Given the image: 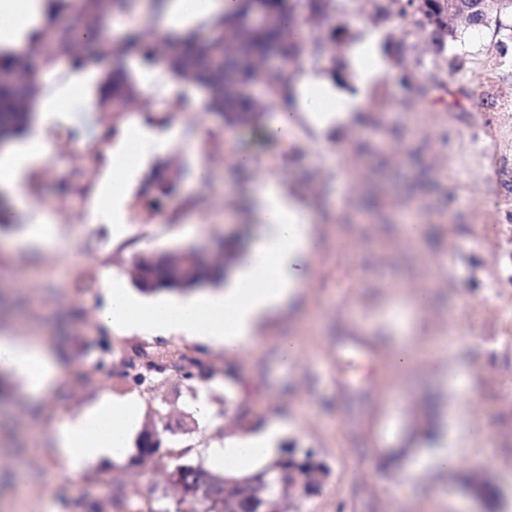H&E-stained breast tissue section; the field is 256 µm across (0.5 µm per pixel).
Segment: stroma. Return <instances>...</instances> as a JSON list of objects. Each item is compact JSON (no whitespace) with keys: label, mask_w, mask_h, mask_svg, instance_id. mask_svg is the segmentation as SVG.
<instances>
[{"label":"stroma","mask_w":512,"mask_h":512,"mask_svg":"<svg viewBox=\"0 0 512 512\" xmlns=\"http://www.w3.org/2000/svg\"><path fill=\"white\" fill-rule=\"evenodd\" d=\"M150 0H128L124 10L101 23L105 34L156 27L161 16ZM477 41L459 24L448 48L458 69H438L423 37L406 35L402 21L375 15L374 0H340L334 25L347 34L336 51L347 54L363 29L376 30L389 60L390 76L367 91L362 109L343 128L319 130L300 120L286 140H264L259 127L228 129L204 112L200 100L181 95L150 99L149 114L179 127L180 147L155 163L180 159L188 170L169 197L155 200L139 173L129 188V233L113 241L106 226L85 220L90 199L68 188L72 178L98 180L106 139L82 141L72 122L46 131L50 153L31 174L27 204L7 199L0 210V328H19L65 350L64 375L46 413L20 400V384L0 375V512H42L45 499L76 512L82 497L105 498L103 477L136 482L142 498L161 499L163 485L151 462H109L71 474L45 469L53 421L71 415L72 404L89 406L102 391L134 395L144 403L140 431L158 430L160 458L203 464L205 448L225 436L287 418L291 431L280 448L297 456L313 452L329 474L311 496L293 498L288 512H453L452 501L470 512H512V54L501 57L490 13ZM415 84L403 86L401 74ZM439 76L443 88L420 97L416 87ZM494 99L497 107L483 103ZM206 136L199 154L187 153L196 128ZM251 155L253 168L240 155ZM275 177L315 219L311 277L303 296L268 328L252 350L235 354L199 343L171 341L187 359L214 375L183 378L158 374L154 391L120 380L76 383L77 366L113 345L135 346L142 337H116L98 321L105 273L128 276L146 251L195 248L232 268L249 246L257 221L250 190L261 177ZM46 216L68 244L62 253L4 249L30 224ZM421 227L417 244L404 228ZM197 235H188L189 227ZM444 281L430 306L410 324L412 340L452 336L457 344L442 364L423 362L407 376L392 370L385 333L407 299L408 284L426 277ZM293 339L295 358L281 354ZM466 368L472 397L450 413L451 453L460 470L422 473L404 486L403 434L426 422L453 397L438 382L440 370ZM206 398L211 427L193 423L170 433V425ZM483 423L486 443L469 437L471 420Z\"/></svg>","instance_id":"stroma-1"}]
</instances>
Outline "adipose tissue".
Listing matches in <instances>:
<instances>
[{"mask_svg":"<svg viewBox=\"0 0 512 512\" xmlns=\"http://www.w3.org/2000/svg\"><path fill=\"white\" fill-rule=\"evenodd\" d=\"M47 8L46 0H0V56L9 57L29 43ZM235 8V0H167L156 35L162 39L186 32L204 18L229 14ZM348 72L351 88L347 91L323 74L303 76L297 84L295 109L280 112L265 127V137H286L300 114L323 129L352 120L364 93L389 75L377 33L365 31L353 43ZM40 83L42 95L34 111L46 125L72 109H89L98 73L88 66H72L61 78L51 67L43 71ZM176 138L172 127H160L139 116L130 118L105 153L88 223L108 225L113 238H123L128 231L125 181L135 176L137 163L173 147ZM48 154L49 143L41 131L0 152V188L20 193L32 169ZM250 199L259 216L254 242L223 287L187 297L152 298L109 274L101 324L117 335L175 337L229 352L255 347L266 325L299 300L309 281L314 228L308 212L284 194L274 179L257 182ZM62 359L59 349L32 337L11 330L0 333V373L24 383L26 402L37 403L51 391L62 375ZM141 406L138 398L103 391L93 405L54 425L51 446L73 474L103 460L124 462L134 446ZM288 429L287 420L274 418L256 431L229 435L223 444L209 448V460L238 473L256 472L275 457ZM433 432L429 450L406 458L405 474L444 473L458 466V457L448 451L447 414H439Z\"/></svg>","mask_w":512,"mask_h":512,"instance_id":"obj_1","label":"adipose tissue"}]
</instances>
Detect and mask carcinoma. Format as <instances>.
I'll use <instances>...</instances> for the list:
<instances>
[{"instance_id": "obj_1", "label": "carcinoma", "mask_w": 512, "mask_h": 512, "mask_svg": "<svg viewBox=\"0 0 512 512\" xmlns=\"http://www.w3.org/2000/svg\"><path fill=\"white\" fill-rule=\"evenodd\" d=\"M121 0H82L79 15L84 33L72 27L47 25L35 36L43 64L56 65L64 56L72 65L109 60L121 51L167 64L179 80L206 94V110L229 127L255 123L258 113L291 97L288 75L273 67L271 59L285 63L309 57L317 63L336 64V40L346 30L331 24L336 0H239L238 9L220 15L209 26V36L182 43H170L160 52L151 38L127 33L116 40L98 32L101 17ZM512 16V0H377L376 13L382 20H403L419 16L416 30L424 32L434 45V55L452 69L455 60L445 56L447 43L458 38L453 21L485 23L489 7ZM295 22L304 18L314 23L319 34L303 39L283 16ZM8 80L0 84V150L25 132L31 122L29 105L37 91L28 63L18 59L3 67ZM104 84L114 112L134 109L130 101L137 95L126 72L115 68ZM171 164L162 165L153 175L151 188L163 199L179 179ZM221 265L203 260L193 251L178 254L166 251L139 259L132 278L144 291L183 292L204 281L220 277ZM328 470L312 457L288 455L268 465L262 472L243 478L227 477L203 465L181 464L165 472V488L177 490L175 512H282L279 490L296 498L317 492Z\"/></svg>"}]
</instances>
